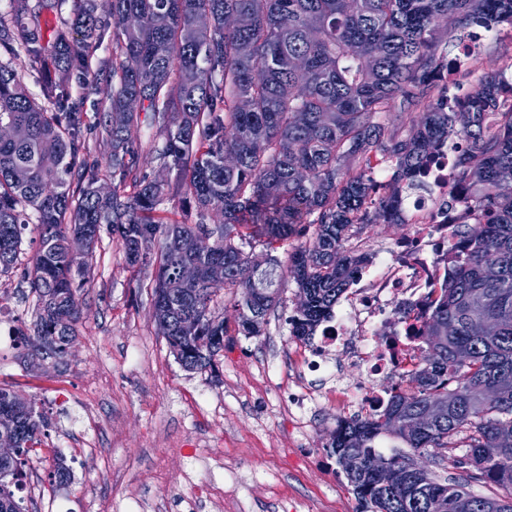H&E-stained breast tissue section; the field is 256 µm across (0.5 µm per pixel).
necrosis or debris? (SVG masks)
Instances as JSON below:
<instances>
[{"instance_id":"necrosis-or-debris-1","label":"necrosis or debris","mask_w":512,"mask_h":512,"mask_svg":"<svg viewBox=\"0 0 512 512\" xmlns=\"http://www.w3.org/2000/svg\"><path fill=\"white\" fill-rule=\"evenodd\" d=\"M457 154V146L442 147L422 178L421 191L404 201L413 235L372 249L344 305L301 354L302 366L316 372H335L345 360L362 368L361 385L339 384L332 392L337 406L349 412L369 416L381 411L388 401V381L402 380L412 366L406 338L420 326V304L446 275L449 240L468 221L454 202L460 193ZM396 303L405 310L398 322L392 319Z\"/></svg>"}]
</instances>
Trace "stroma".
Returning a JSON list of instances; mask_svg holds the SVG:
<instances>
[{"mask_svg":"<svg viewBox=\"0 0 512 512\" xmlns=\"http://www.w3.org/2000/svg\"><path fill=\"white\" fill-rule=\"evenodd\" d=\"M90 77L65 86L86 126L87 163H104L107 146L95 126L105 111L112 68V36L104 34L89 61ZM512 76V28L486 33L474 56L453 76V90L471 92L480 78ZM36 235H23L11 274L0 277V386L46 413L43 445L56 449L72 471L66 486L51 484V463L29 461L22 495L29 512H362L352 488L325 446L340 409L324 394L330 381L299 372L307 341L290 333L296 285L288 275L298 238L276 243L279 304L261 335L224 339L218 374L185 370L152 317L151 280L129 268L109 231H102L92 267L82 281L77 339L63 364L31 367L9 327L32 331L35 299L24 278ZM275 380H267L268 372ZM316 394L306 425L293 422L288 384Z\"/></svg>","mask_w":512,"mask_h":512,"instance_id":"stroma-1","label":"stroma"}]
</instances>
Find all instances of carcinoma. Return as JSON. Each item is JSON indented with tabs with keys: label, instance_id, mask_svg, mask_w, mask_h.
<instances>
[{
	"label": "carcinoma",
	"instance_id": "carcinoma-1",
	"mask_svg": "<svg viewBox=\"0 0 512 512\" xmlns=\"http://www.w3.org/2000/svg\"><path fill=\"white\" fill-rule=\"evenodd\" d=\"M0 13V275L12 270L23 232L34 224L38 248L24 278L36 297L33 333L18 331L35 365L63 361L81 309L75 273L90 269L101 229L112 230L126 263L150 272L152 312L165 321L171 352L188 371H216L229 333L216 312L235 291L238 330L257 336L279 302L278 260L251 263L252 242L266 249L292 235L309 239L289 257L288 274L306 305L290 319L292 335L310 339L328 319L367 258L347 243L368 224L401 221L402 197L427 159L455 136L456 174L474 219L448 244L446 277L420 313L413 339L426 356L390 391L381 412L341 420L326 447L365 512H512V81L483 76L476 88L448 96V58L436 52L438 22L512 26V0H75V19L42 28L62 0H9ZM118 19L107 112L99 121L110 146L106 169L115 188L98 192L99 167L79 164L83 116L69 103L62 76L88 68L90 49ZM25 52L48 76L33 96L9 60ZM422 109L405 136L377 117ZM159 127L160 168L176 184L139 171L133 132ZM238 165L224 167V153ZM395 162L393 181L374 169ZM133 186V193L118 187ZM194 204L198 221L176 223L159 206L172 190ZM223 216L208 224L212 211ZM314 219L307 220V217ZM207 232L214 249L201 255ZM89 237L83 256L69 251ZM195 264L199 277L180 270ZM224 267L214 281L209 270ZM496 322L494 338L473 327ZM454 334L442 336L446 324ZM444 407L426 430L403 422L429 404ZM47 426L33 405L0 387V435L19 453L0 463V512H26L27 463ZM410 449L388 458L380 440ZM448 462L440 478L415 457ZM385 469L378 471L375 464ZM51 483L71 472L52 457ZM503 493L478 495L473 484Z\"/></svg>",
	"mask_w": 512,
	"mask_h": 512
}]
</instances>
